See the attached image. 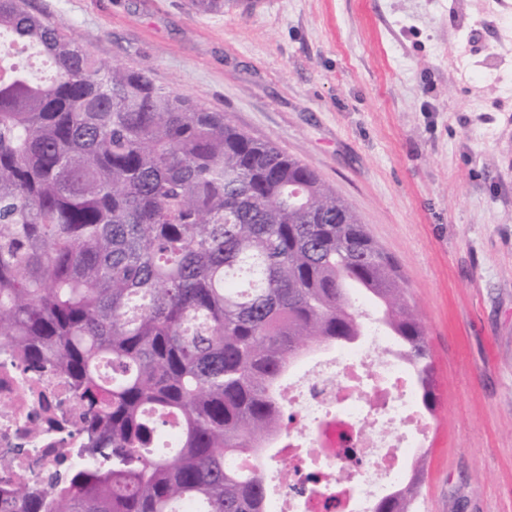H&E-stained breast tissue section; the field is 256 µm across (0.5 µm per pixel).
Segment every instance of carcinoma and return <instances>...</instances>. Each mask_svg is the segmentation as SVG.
Returning a JSON list of instances; mask_svg holds the SVG:
<instances>
[{
  "label": "carcinoma",
  "instance_id": "cac0c4a2",
  "mask_svg": "<svg viewBox=\"0 0 512 512\" xmlns=\"http://www.w3.org/2000/svg\"><path fill=\"white\" fill-rule=\"evenodd\" d=\"M0 338L48 362L86 407L87 460L0 512H267L263 457L305 352L397 345L430 415L434 355L394 259L312 169L228 116L95 59L64 25L0 0ZM178 426L179 448L159 453ZM422 459L376 512H416Z\"/></svg>",
  "mask_w": 512,
  "mask_h": 512
}]
</instances>
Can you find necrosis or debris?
<instances>
[{
    "instance_id": "necrosis-or-debris-1",
    "label": "necrosis or debris",
    "mask_w": 512,
    "mask_h": 512,
    "mask_svg": "<svg viewBox=\"0 0 512 512\" xmlns=\"http://www.w3.org/2000/svg\"><path fill=\"white\" fill-rule=\"evenodd\" d=\"M363 316L364 340L308 356L279 386L291 420L267 468L268 512H373L424 445L413 375L373 313ZM85 420L62 373L31 369L0 342V497L62 480Z\"/></svg>"
}]
</instances>
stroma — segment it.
Instances as JSON below:
<instances>
[{
  "mask_svg": "<svg viewBox=\"0 0 512 512\" xmlns=\"http://www.w3.org/2000/svg\"><path fill=\"white\" fill-rule=\"evenodd\" d=\"M315 170L434 353L418 512H512V0H30Z\"/></svg>",
  "mask_w": 512,
  "mask_h": 512,
  "instance_id": "stroma-1",
  "label": "stroma"
}]
</instances>
